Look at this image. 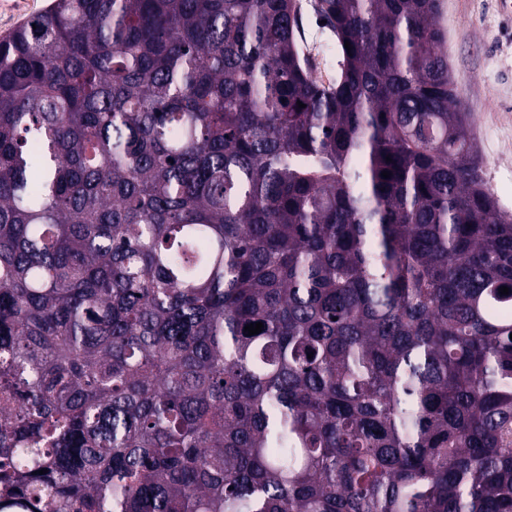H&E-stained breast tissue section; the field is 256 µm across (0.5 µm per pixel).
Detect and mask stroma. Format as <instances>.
<instances>
[{"label":"stroma","instance_id":"obj_1","mask_svg":"<svg viewBox=\"0 0 512 512\" xmlns=\"http://www.w3.org/2000/svg\"><path fill=\"white\" fill-rule=\"evenodd\" d=\"M443 22L482 178L501 211L512 214V20L496 0H446Z\"/></svg>","mask_w":512,"mask_h":512}]
</instances>
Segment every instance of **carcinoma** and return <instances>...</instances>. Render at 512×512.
<instances>
[{
	"label": "carcinoma",
	"mask_w": 512,
	"mask_h": 512,
	"mask_svg": "<svg viewBox=\"0 0 512 512\" xmlns=\"http://www.w3.org/2000/svg\"><path fill=\"white\" fill-rule=\"evenodd\" d=\"M301 8L0 40V512H512V215L444 0H315L327 82ZM307 1L302 0L304 9L302 11V24L309 30L310 34L321 43L325 50V66L328 69H334L336 49L331 41L330 33L325 30L319 29V25L316 21V15L310 6H307Z\"/></svg>",
	"instance_id": "carcinoma-1"
}]
</instances>
